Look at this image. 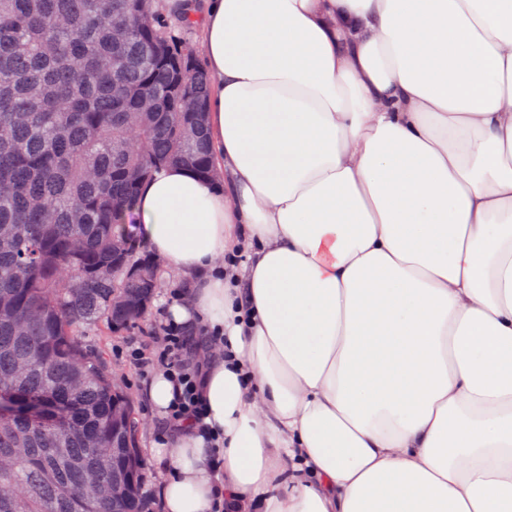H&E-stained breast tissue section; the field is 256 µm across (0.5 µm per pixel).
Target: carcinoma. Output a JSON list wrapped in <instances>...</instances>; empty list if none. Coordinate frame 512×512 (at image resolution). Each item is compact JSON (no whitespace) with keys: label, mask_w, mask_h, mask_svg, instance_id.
<instances>
[{"label":"carcinoma","mask_w":512,"mask_h":512,"mask_svg":"<svg viewBox=\"0 0 512 512\" xmlns=\"http://www.w3.org/2000/svg\"><path fill=\"white\" fill-rule=\"evenodd\" d=\"M192 29L152 0H0V388L16 399L0 457H20L0 474L16 487L0 512H98L92 473L125 485L105 508L149 512L132 399L84 330L130 326L158 288L127 173L211 171L209 78ZM32 398L74 431L29 413ZM100 436L105 456L87 445Z\"/></svg>","instance_id":"1"}]
</instances>
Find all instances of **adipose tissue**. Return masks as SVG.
Masks as SVG:
<instances>
[{
	"mask_svg": "<svg viewBox=\"0 0 512 512\" xmlns=\"http://www.w3.org/2000/svg\"><path fill=\"white\" fill-rule=\"evenodd\" d=\"M194 18L224 183L161 168L136 214L223 345L163 512H512V0Z\"/></svg>",
	"mask_w": 512,
	"mask_h": 512,
	"instance_id": "ef3b65f1",
	"label": "adipose tissue"
}]
</instances>
